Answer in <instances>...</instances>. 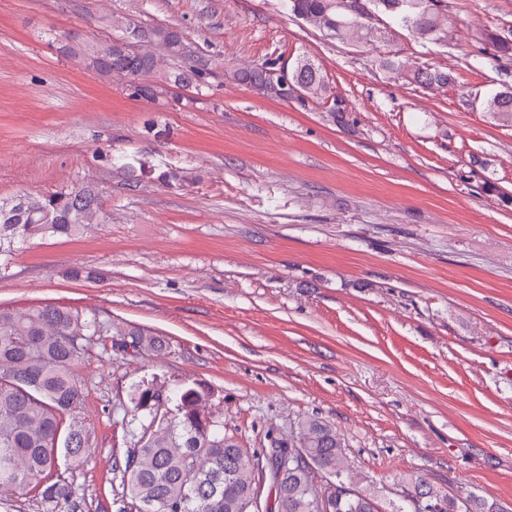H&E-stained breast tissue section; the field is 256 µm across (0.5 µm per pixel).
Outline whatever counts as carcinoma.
Returning <instances> with one entry per match:
<instances>
[{
	"label": "carcinoma",
	"mask_w": 512,
	"mask_h": 512,
	"mask_svg": "<svg viewBox=\"0 0 512 512\" xmlns=\"http://www.w3.org/2000/svg\"><path fill=\"white\" fill-rule=\"evenodd\" d=\"M288 12L328 36L341 41L372 45L385 38L379 27L384 15L424 44H448V15L442 0H286ZM485 52L499 61L512 60V29L486 30ZM181 33L168 27H142L132 45L70 47L84 65L102 77L114 68H126L149 83V99L168 95L169 88H192L195 75L208 74L200 64H185L176 71L169 61L182 57ZM393 78L423 88L448 84L450 75L403 61L382 62ZM292 80L304 85L307 99H322L328 86L319 66L300 57L289 68ZM234 80L264 93L262 73L235 70ZM484 110L499 122L512 124V87L483 99ZM81 192H55L28 197L32 212L24 224L0 223V257L34 238L74 237L93 224L105 223L100 197L83 201ZM112 335V327L67 307L45 305L16 314L0 308V497L31 495L53 512L68 504L70 485L53 479L56 456L71 453L78 463L89 453L88 436L78 419L85 392L79 366L85 355ZM163 341L143 330H130L114 342L118 351H159ZM157 384L139 385L126 412L129 433L140 431L124 461L115 464L114 477L122 488L120 512H141L148 504L154 512H252L257 481L266 466L277 501V512H380L371 487L355 481L341 439L329 426L307 419L298 437L309 463L285 472L278 457L293 452L292 443L275 439L271 447L249 452L224 435V416L207 412L209 398L201 384H183L174 397L172 413L159 410ZM392 512H503L496 504L469 496L450 499L427 481L417 478Z\"/></svg>",
	"instance_id": "1"
}]
</instances>
